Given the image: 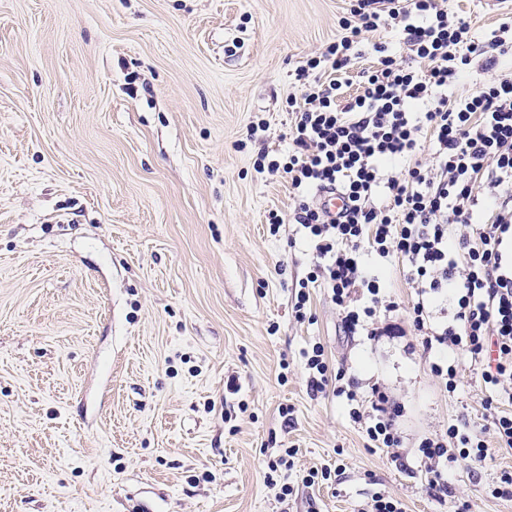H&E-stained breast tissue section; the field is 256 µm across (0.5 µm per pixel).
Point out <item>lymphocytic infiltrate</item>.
<instances>
[{
    "instance_id": "f902f5d3",
    "label": "lymphocytic infiltrate",
    "mask_w": 512,
    "mask_h": 512,
    "mask_svg": "<svg viewBox=\"0 0 512 512\" xmlns=\"http://www.w3.org/2000/svg\"><path fill=\"white\" fill-rule=\"evenodd\" d=\"M385 25L402 35L419 69L379 45L371 65L347 78L363 36ZM339 27L336 41L297 68L301 94L288 100V152L267 170L294 191L291 219L312 248L309 281L329 288L347 335L369 330L378 309L392 306L361 268L369 251L400 261L418 296L410 319L424 350L462 346L479 365L490 391V439L452 427L419 444L439 497L448 491L443 461H484L492 442L512 448V410L498 406L512 401V22L481 42L444 0H352ZM475 62L489 79L461 88L459 77ZM397 163L401 177L387 176ZM382 187L387 200L379 204ZM327 189L347 198L343 213L321 207L315 193ZM442 293L452 295L455 312L432 329V299ZM306 366L313 392L351 401L350 416L364 423L369 441L400 447L399 410L385 391L373 387L364 411L356 391L344 388L343 372H331L323 346H313Z\"/></svg>"
}]
</instances>
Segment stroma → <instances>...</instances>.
<instances>
[{
	"instance_id": "obj_1",
	"label": "stroma",
	"mask_w": 512,
	"mask_h": 512,
	"mask_svg": "<svg viewBox=\"0 0 512 512\" xmlns=\"http://www.w3.org/2000/svg\"><path fill=\"white\" fill-rule=\"evenodd\" d=\"M447 5L480 39L512 12ZM349 8L0 0V512H358L376 492L512 512L492 494L512 450L448 460V495L428 488L420 441L482 434L492 413L464 348L424 351L397 262L363 260L395 303L377 321L404 335H345L321 286L295 318L312 254L287 181L254 162L287 149L295 70ZM316 344L359 398L377 384L401 406L398 452L311 392ZM434 362L456 364L455 392Z\"/></svg>"
}]
</instances>
